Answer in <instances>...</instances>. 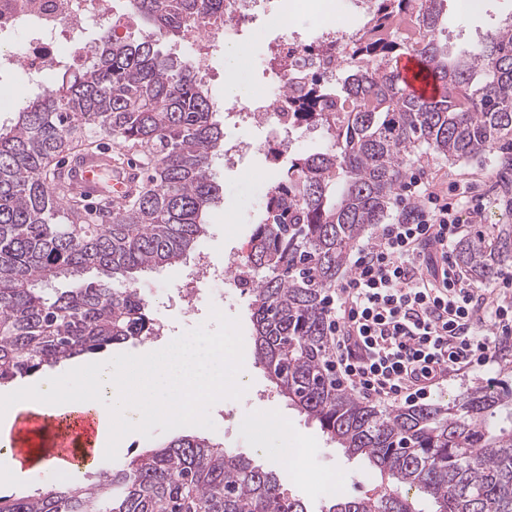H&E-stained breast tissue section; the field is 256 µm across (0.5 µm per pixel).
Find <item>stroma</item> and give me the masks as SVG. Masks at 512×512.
<instances>
[{
  "label": "stroma",
  "mask_w": 512,
  "mask_h": 512,
  "mask_svg": "<svg viewBox=\"0 0 512 512\" xmlns=\"http://www.w3.org/2000/svg\"><path fill=\"white\" fill-rule=\"evenodd\" d=\"M288 2L272 0L273 5L283 10L279 26L271 27L260 22L251 24L249 35L237 37L229 50L218 57V75L211 83L212 94L226 101L235 99L248 104L268 92L273 77L266 71L264 60L271 40L296 30L312 36L321 23L318 14L291 8ZM481 3L477 12L464 14L459 11L456 0H449L448 20L440 36L447 39L450 52L456 53L474 45L502 20L512 16V0H481ZM233 58L238 61L241 81L240 89L235 91L229 89L224 77ZM319 142V133L299 135L275 168L268 165L261 148L255 149L245 166L237 170L225 169L223 163L213 161L221 201L211 210L208 231L199 240L198 249L211 252L219 260L229 252L249 249L255 226L264 216L267 196L287 171L291 157L313 151ZM411 171L415 174L429 172L445 186L462 178L469 179L472 193L483 199L480 227L485 238H492L498 225L512 224V209L507 207L498 190L504 177L498 155L451 163L420 151L412 158ZM186 269V264L181 263L136 275L134 288L157 303L154 316L176 315L178 306L174 290ZM247 304L248 295L242 292L225 302L222 314L210 315L203 307L197 320L179 326L180 335L185 337H195L202 332L223 337L224 374L239 385L234 396L226 404L208 406L183 421L160 419L126 430L118 429L112 435L106 459L116 463L153 447L157 442L198 435L222 443L224 448L248 457L253 464L274 470L283 489L302 499L309 512H322L326 498L321 480L328 474L335 475L344 495L360 497L379 492L380 477L362 458L347 456L342 449L336 448L318 424L299 415L286 399L266 397L270 382L256 360ZM504 380L512 384V352L481 370L452 377L433 393L431 400L445 405L475 384L487 385ZM274 413L285 418L286 429L269 435L265 442H258L247 425L248 420L264 419ZM295 448L304 451L297 465L290 462L291 451Z\"/></svg>",
  "instance_id": "1"
}]
</instances>
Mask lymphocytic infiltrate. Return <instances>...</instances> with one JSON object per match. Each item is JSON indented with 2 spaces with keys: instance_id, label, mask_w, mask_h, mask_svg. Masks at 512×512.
<instances>
[{
  "instance_id": "lymphocytic-infiltrate-1",
  "label": "lymphocytic infiltrate",
  "mask_w": 512,
  "mask_h": 512,
  "mask_svg": "<svg viewBox=\"0 0 512 512\" xmlns=\"http://www.w3.org/2000/svg\"><path fill=\"white\" fill-rule=\"evenodd\" d=\"M399 212L354 253L351 274L324 297L336 378L376 399L415 405L451 373L477 370L512 348V272L488 298L463 282L453 246L461 211L480 221V197L415 176Z\"/></svg>"
}]
</instances>
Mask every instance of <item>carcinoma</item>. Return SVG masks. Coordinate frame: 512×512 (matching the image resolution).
<instances>
[{
	"instance_id": "1",
	"label": "carcinoma",
	"mask_w": 512,
	"mask_h": 512,
	"mask_svg": "<svg viewBox=\"0 0 512 512\" xmlns=\"http://www.w3.org/2000/svg\"><path fill=\"white\" fill-rule=\"evenodd\" d=\"M149 40L103 33L88 64L34 96L0 124V385L63 360L153 333L135 288L117 284L184 262L208 230L218 194L213 159L224 129L189 62L158 42L224 0H133ZM447 0H377L336 89L311 80L298 126L322 143L292 159L271 190L246 256L242 287L258 362L273 392L361 456L393 489L335 496L324 512H415L401 488L435 512H512V388L477 385L448 404L384 412L336 382L324 296L347 251L382 224L417 150L451 162L512 148V16L482 41L448 55ZM417 54L441 92L409 93L395 68ZM110 136L151 161L149 188L105 223L47 181L75 144ZM459 263L473 281L512 263V224L488 244L464 240ZM95 272V279L85 277ZM65 279L69 287H53ZM0 512H308L277 474L198 436L103 463L86 481L62 480L36 496H0Z\"/></svg>"
}]
</instances>
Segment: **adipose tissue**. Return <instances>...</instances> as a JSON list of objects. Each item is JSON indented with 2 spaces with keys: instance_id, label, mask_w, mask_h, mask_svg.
Instances as JSON below:
<instances>
[{
  "instance_id": "obj_1",
  "label": "adipose tissue",
  "mask_w": 512,
  "mask_h": 512,
  "mask_svg": "<svg viewBox=\"0 0 512 512\" xmlns=\"http://www.w3.org/2000/svg\"><path fill=\"white\" fill-rule=\"evenodd\" d=\"M132 364L143 368L136 398L125 390V375L111 360L97 364L98 397L84 398L81 392L64 396L56 378L19 385L17 390L1 391L7 402L22 395L26 408L38 415L68 418L91 410L100 420L112 424H136L158 417L178 421L193 416L204 404L229 400L235 385L224 376V340L214 336L203 341L179 342L162 354L142 352L132 356Z\"/></svg>"
}]
</instances>
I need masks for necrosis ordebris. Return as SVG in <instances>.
<instances>
[{"mask_svg":"<svg viewBox=\"0 0 512 512\" xmlns=\"http://www.w3.org/2000/svg\"><path fill=\"white\" fill-rule=\"evenodd\" d=\"M133 17V9L114 10L112 0H0V85L19 80L28 92L42 91L45 74L86 63L89 27L100 32L124 29ZM275 17L269 0H224L221 15L203 22H185L175 47L188 51L196 73L207 83L214 77L215 54L223 50L225 42L241 34L247 24L259 19L271 22ZM358 36L355 30H336L330 21L321 23L317 42L327 63L320 72L327 82H335L340 59ZM304 45V39L296 34L277 42L271 61L275 76L271 92L246 106L225 103V121L262 128L267 142L289 147L297 129L285 120L294 106L287 88L306 76L305 70L295 65ZM244 260V254L237 253L218 263L207 251H197L188 280L178 290L184 318L195 320L205 297H213L220 305L235 296L240 288L238 270ZM215 285L220 286V293H212Z\"/></svg>","mask_w":512,"mask_h":512,"instance_id":"obj_1","label":"necrosis or debris"}]
</instances>
